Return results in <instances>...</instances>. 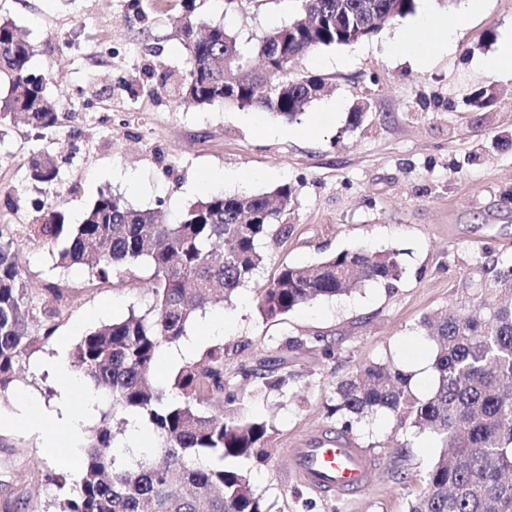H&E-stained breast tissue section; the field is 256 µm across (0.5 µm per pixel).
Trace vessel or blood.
Segmentation results:
<instances>
[{
	"label": "vessel or blood",
	"instance_id": "vessel-or-blood-1",
	"mask_svg": "<svg viewBox=\"0 0 512 512\" xmlns=\"http://www.w3.org/2000/svg\"><path fill=\"white\" fill-rule=\"evenodd\" d=\"M296 480L320 494L349 495L362 490L375 461L347 437L317 438L307 447L291 449Z\"/></svg>",
	"mask_w": 512,
	"mask_h": 512
}]
</instances>
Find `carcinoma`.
Returning a JSON list of instances; mask_svg holds the SVG:
<instances>
[{
  "instance_id": "carcinoma-1",
  "label": "carcinoma",
  "mask_w": 512,
  "mask_h": 512,
  "mask_svg": "<svg viewBox=\"0 0 512 512\" xmlns=\"http://www.w3.org/2000/svg\"><path fill=\"white\" fill-rule=\"evenodd\" d=\"M185 58L177 100L188 106L234 104L292 122L316 100L314 76L291 72L301 56L320 47L370 37L415 12L416 0H298L288 24L258 40L254 56L221 23L194 15L196 0H182ZM34 46L9 19L0 18V122L20 115L33 129L59 120L47 79L30 71ZM260 61L255 68L252 58ZM30 177L57 180V157L44 152L29 162ZM293 205L280 185L254 194L215 192L189 205L168 224L161 211L137 210L102 193L79 224L37 208L27 231L54 252L56 266L80 265L107 281L122 268L147 263L153 307L130 311L86 333L69 355L71 369L105 394L116 422L88 436L83 465L61 512H270L253 490L244 464L267 460L270 431L260 417L236 415L237 397L224 393V346L182 367L169 386L155 380L163 348L178 343L189 324L213 302L230 301L252 280L266 238L288 236L281 216ZM403 274L399 253L343 251L317 263L284 265L256 297L265 320L277 319L318 297L352 292L369 281L393 288ZM53 311H38L18 262L14 230L0 224V392L16 379L19 363L48 342ZM421 330L438 345L432 362L437 384L420 400L410 375L395 366L358 368L336 388L339 408L359 422L380 411L394 415L407 433H432L442 441L438 460L407 512H512V260L483 250L462 283L460 305L426 315ZM255 392L280 389L288 377L252 371ZM225 395L222 414L207 410ZM147 420L153 446L134 457L115 445L130 418Z\"/></svg>"
}]
</instances>
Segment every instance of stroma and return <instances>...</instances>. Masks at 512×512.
Instances as JSON below:
<instances>
[{"label":"stroma","mask_w":512,"mask_h":512,"mask_svg":"<svg viewBox=\"0 0 512 512\" xmlns=\"http://www.w3.org/2000/svg\"><path fill=\"white\" fill-rule=\"evenodd\" d=\"M296 0H202L200 12L239 40L256 43L288 22ZM428 15L461 20L448 49L427 65L395 54L393 46ZM35 47L34 72L60 104L59 123L41 134L18 123L0 125V224L18 227L19 264L37 304L56 311L51 340L23 360L17 380L0 393V512H59L66 489L59 475L77 477L82 454L65 428L53 436L10 415L34 398L33 415L54 409L60 386L48 361L66 359L92 329L144 312L153 304L150 271L141 266L92 279L74 266L55 267L51 248L24 232L38 201L51 203L67 223H80L100 193L130 207L162 208L177 223L200 198L199 182L223 170L224 193H262L286 184L295 202L283 223V243L265 241L267 260L232 304L208 307L188 328L197 353L224 348V386L246 413L268 420V461L245 469L271 512H406L442 447L430 433L403 434L387 412L356 423L337 411L336 388L361 365L407 366L433 359L424 315L447 309L478 251L512 256V72L487 70L512 36V0H431L416 15L349 45L322 47L292 71L322 78L325 92L297 121L228 105H180L160 89L162 73L180 68L177 0H0ZM492 88L485 108L466 105L470 93ZM366 104L354 123L357 104ZM337 105L325 114L327 105ZM60 160L56 185L28 177L33 153ZM399 252L404 273L395 290L366 283L350 294L319 298L275 320H263L256 290L284 264L306 266L355 249ZM302 347H292V340ZM272 369L288 384L265 401L250 398L244 371ZM347 431L376 460L360 493L321 495L291 476L289 451L313 436Z\"/></svg>","instance_id":"stroma-1"}]
</instances>
